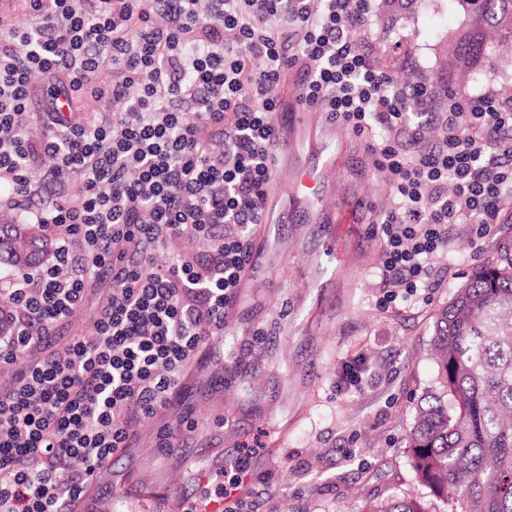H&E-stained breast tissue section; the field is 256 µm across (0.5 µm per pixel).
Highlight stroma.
Instances as JSON below:
<instances>
[{
  "instance_id": "35a3bbf8",
  "label": "stroma",
  "mask_w": 512,
  "mask_h": 512,
  "mask_svg": "<svg viewBox=\"0 0 512 512\" xmlns=\"http://www.w3.org/2000/svg\"><path fill=\"white\" fill-rule=\"evenodd\" d=\"M368 27L353 39L370 44L376 64L393 77L412 74L411 84L478 95L496 89L512 96V39L497 56L469 76L443 64L463 14L449 0H414L391 14L376 0ZM313 135L336 156L325 177V218L258 229L256 249L280 243L275 266H259L224 321L225 347L237 360L210 356L191 366L189 398L158 412L138 428L134 456L112 465L107 484L86 496L83 512H168L175 491L200 498L198 467L213 458L236 459L244 439L258 437L264 449L252 459L253 512H368L394 496L412 495L431 512L438 503L421 485L409 462L408 435L415 404L434 383L431 330L435 311L463 286L480 263L492 259L499 240L512 237V199L500 206V222L488 237L474 239L466 224L448 227V247L434 262L432 286L424 296L386 304L380 272L383 239L374 225L393 199L375 167L365 136L321 116ZM340 236L342 256L324 242ZM326 269L312 287L313 263ZM107 291L92 290L82 310L58 324L56 344L69 336L92 337L97 310ZM225 369L223 384L208 380ZM362 372L348 386L347 370ZM191 406L194 426L181 439L184 455L161 452L156 435L177 425Z\"/></svg>"
}]
</instances>
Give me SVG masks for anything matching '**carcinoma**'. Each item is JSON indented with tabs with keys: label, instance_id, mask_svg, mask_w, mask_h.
Here are the masks:
<instances>
[{
	"label": "carcinoma",
	"instance_id": "1",
	"mask_svg": "<svg viewBox=\"0 0 512 512\" xmlns=\"http://www.w3.org/2000/svg\"><path fill=\"white\" fill-rule=\"evenodd\" d=\"M466 19L451 66L467 71L491 55V34L512 36V0H453ZM44 224H0V279L47 262ZM435 385L423 393L409 433L413 471L441 512H512V238L475 267L433 317ZM369 512H430L394 497Z\"/></svg>",
	"mask_w": 512,
	"mask_h": 512
}]
</instances>
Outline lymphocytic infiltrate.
Listing matches in <instances>:
<instances>
[{"mask_svg":"<svg viewBox=\"0 0 512 512\" xmlns=\"http://www.w3.org/2000/svg\"><path fill=\"white\" fill-rule=\"evenodd\" d=\"M371 2L19 0L25 26L0 16V201L56 241L54 264L14 278L8 295L16 333L0 336V360L20 368L0 395V512H65L143 420L185 401L188 368L223 335L254 267L288 69L303 73L298 103L358 134L383 131L368 149L394 194L378 219L387 293L429 287L449 225L492 231L512 194V100L489 91L436 105L426 89L401 86L350 37ZM104 55L112 82L100 86ZM37 77L47 92L111 109L64 115L49 101L31 138ZM433 121L443 137L428 144ZM408 140L418 153H405ZM46 156L50 177L78 183L38 208L41 188L25 172ZM185 238L210 247L185 256ZM98 282L110 295L95 335L52 351V329Z\"/></svg>","mask_w":512,"mask_h":512,"instance_id":"lymphocytic-infiltrate-1","label":"lymphocytic infiltrate"}]
</instances>
